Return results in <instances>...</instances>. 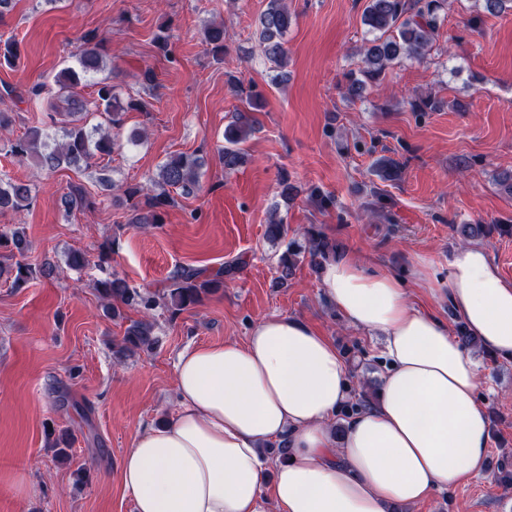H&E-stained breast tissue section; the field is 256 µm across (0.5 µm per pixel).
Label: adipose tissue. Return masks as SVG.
<instances>
[{
  "instance_id": "obj_1",
  "label": "adipose tissue",
  "mask_w": 512,
  "mask_h": 512,
  "mask_svg": "<svg viewBox=\"0 0 512 512\" xmlns=\"http://www.w3.org/2000/svg\"><path fill=\"white\" fill-rule=\"evenodd\" d=\"M320 279L348 325L381 339L374 406L335 433L345 362L294 316L261 318L240 343L189 347L173 415L143 426L120 460L134 512H391L486 470L480 365L412 291L447 300L485 350L511 358L512 280L487 250L457 248L443 279L424 256L404 280L348 255L323 261ZM283 440L286 458L268 466L262 448Z\"/></svg>"
}]
</instances>
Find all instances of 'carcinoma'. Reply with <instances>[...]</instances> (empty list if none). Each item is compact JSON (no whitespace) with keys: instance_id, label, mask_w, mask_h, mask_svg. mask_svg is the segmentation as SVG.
Returning <instances> with one entry per match:
<instances>
[{"instance_id":"1","label":"carcinoma","mask_w":512,"mask_h":512,"mask_svg":"<svg viewBox=\"0 0 512 512\" xmlns=\"http://www.w3.org/2000/svg\"><path fill=\"white\" fill-rule=\"evenodd\" d=\"M447 0H367L363 22L368 32L375 34L364 47L360 76L350 71L346 74L345 95L358 96L369 83L380 82L387 69L405 59L423 58L432 50L435 35ZM483 9L492 16L512 12V0H483ZM292 24V15L286 0H268L266 9L258 18L259 47L267 61L278 71L272 82L278 85L288 80L285 36ZM95 35L88 33L81 38L75 56L78 67L65 68L56 79L57 89L48 93L44 111L49 123L59 124L62 140L49 142L44 129L31 127L22 136L9 141L10 153L33 163L36 167L54 171L64 167H89L94 161L112 155L117 142L111 129L123 124V116L130 110L146 109L141 99L129 98L121 102L114 86L97 83L96 97L88 99L79 87L103 68L104 55ZM206 50L219 56L224 54V26L212 25L204 32ZM20 58L18 42L0 40V66L12 68ZM98 112L104 122L87 127L89 113ZM255 130V120L250 111L236 112L235 119L224 129V147L219 153L224 169L233 171L244 161L242 144ZM202 164L191 155H174L158 166L155 186L157 192L143 193L137 185L125 188L124 195L131 201L132 224H161V210L174 202V195H190L199 184ZM36 187L18 183L0 174V210L20 211L29 206ZM70 208L83 211L94 207L95 202L82 187L72 186L67 193ZM29 242L18 228L0 229V256L11 261L8 266L0 262V273L6 271L12 287L22 288L34 275H49L50 266L41 269L27 263L23 256ZM336 253L328 238L319 231L307 232V239L300 243L288 242L278 261V281L285 283L301 259L310 257L314 265ZM171 286L164 291L151 292L132 288L116 274L100 279L95 291L105 315L114 319L122 317L120 306L140 308L145 312L163 307L177 315L198 302L201 295L224 286V268L215 271L206 268L180 267L171 276ZM154 325L149 321H134L125 330L121 345L115 350L118 358L132 356L138 350H151L158 344Z\"/></svg>"}]
</instances>
